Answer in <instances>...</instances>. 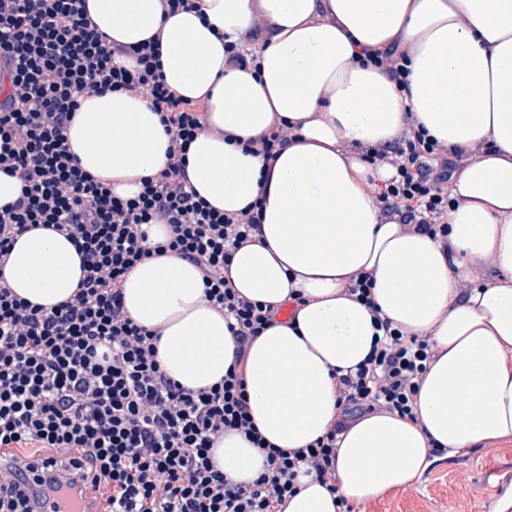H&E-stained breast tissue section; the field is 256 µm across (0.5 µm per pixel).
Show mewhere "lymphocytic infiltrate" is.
Masks as SVG:
<instances>
[{
  "label": "lymphocytic infiltrate",
  "mask_w": 512,
  "mask_h": 512,
  "mask_svg": "<svg viewBox=\"0 0 512 512\" xmlns=\"http://www.w3.org/2000/svg\"><path fill=\"white\" fill-rule=\"evenodd\" d=\"M81 8V0H0V171L21 183L16 202L0 208V271L17 238L41 227L69 238L85 271L74 296L49 309L0 285V512H36L40 498L72 488L97 512H278L299 475L333 486L337 438L355 413L412 417L430 341L378 318L369 356L339 378L329 432L302 449H266L247 484L215 469L211 451L224 433L262 443L242 372L198 391L172 380L157 360L159 331L128 316L122 285L152 252H178L199 269L205 301L230 319L245 353L274 315L240 296L224 267L259 232L261 207L222 213L197 195L186 152L206 130L200 104L166 85L159 38L130 51L133 67L119 65L128 51L110 45ZM109 90L143 97L171 141L165 168L134 198L112 195L66 146L80 96ZM370 159L395 171L385 207L421 208L417 230L447 237V148L410 124L393 153L374 150ZM150 224L167 226L166 244L148 246ZM20 465L30 479L16 475Z\"/></svg>",
  "instance_id": "obj_1"
}]
</instances>
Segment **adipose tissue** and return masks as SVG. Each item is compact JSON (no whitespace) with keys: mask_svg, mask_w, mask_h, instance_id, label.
<instances>
[{"mask_svg":"<svg viewBox=\"0 0 512 512\" xmlns=\"http://www.w3.org/2000/svg\"><path fill=\"white\" fill-rule=\"evenodd\" d=\"M110 43L161 38V71L176 95L203 102L206 132L187 173L211 207L235 213L264 198L261 231L224 277L243 297L278 309L296 302L244 361L250 415L267 444L307 447L337 420L340 375L368 356L381 314L425 336L432 357L413 415L375 412L341 434L335 490L301 477L281 512H343L419 480L432 449L512 445V0H195L163 16L159 0H84ZM255 57L240 68L225 40ZM409 56L405 82L358 61L361 50ZM461 155L449 193L447 240L383 210L393 175L367 149L391 151L407 123ZM288 124L294 138L272 161L243 142ZM83 171L114 195L138 194L165 166L170 138L140 97L83 96L68 133ZM373 275L374 308L347 292ZM83 276L74 244L47 229L20 236L5 283L31 304L70 299ZM198 269L168 251L137 264L124 308L161 332L157 359L196 391L219 382L237 344L206 303ZM230 480L249 482L262 450L225 434L213 449Z\"/></svg>","mask_w":512,"mask_h":512,"instance_id":"adipose-tissue-1","label":"adipose tissue"}]
</instances>
